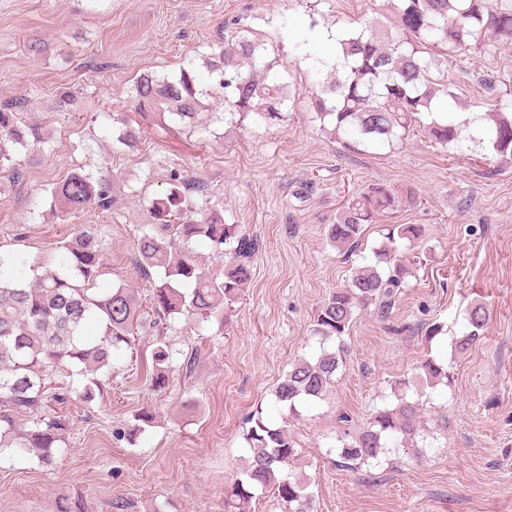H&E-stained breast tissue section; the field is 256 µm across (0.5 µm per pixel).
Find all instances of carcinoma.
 <instances>
[{"label":"carcinoma","instance_id":"cac0c4a2","mask_svg":"<svg viewBox=\"0 0 512 512\" xmlns=\"http://www.w3.org/2000/svg\"><path fill=\"white\" fill-rule=\"evenodd\" d=\"M489 33L512 44V12L493 11L488 0H399L391 31L366 24L337 40L341 75L312 97L313 111L331 136L350 134L357 145L390 144L418 127L443 148L464 142L475 148L488 144L500 155L512 156V115L498 112L486 125L454 122L450 115L459 98L448 85L431 78L434 59L423 57L432 47L450 57L468 52L482 46ZM207 68L206 82L198 80L192 68L171 78L142 73L133 89L136 108L191 126L203 100L217 98L231 115L254 112L270 124L283 120L287 96L277 77L270 75L272 65L264 42L227 41L219 59L208 62ZM441 97L447 101L444 112L437 108ZM18 110L16 105H0V167L14 162L16 147L44 143L39 127L20 125ZM190 185L191 179L185 178L152 202L151 213L161 232L142 234L136 264L142 270L157 269L162 276L146 299L125 285L96 287L103 272L101 250L95 236L80 226L57 246L52 259L30 266L29 280L21 276L23 259L0 256V463L36 452L42 466L54 464V449L65 443L63 433L69 422L48 410L51 375L63 371L70 377H85L79 385L66 386L65 395L93 401L100 391L94 374L114 369V355L129 345L145 314L152 313L155 324L181 317L200 324L228 321L250 279L257 244L238 234L236 225L224 223L220 214L194 209L188 199ZM51 196L54 208L65 216L86 209L106 210L112 203L108 180L82 173L58 184ZM399 203V195L384 185L350 197L330 225L329 239L338 248L353 245L364 225L396 211ZM423 234L419 224L394 225L373 250L375 262L358 268L348 285L323 302L314 320V335L323 342L337 339L339 345L322 346L315 358L293 363L279 381L275 398L286 410L282 424L250 415L255 426L244 437L247 464L224 500L231 512H248L259 489L273 490L283 512H314L313 496L286 471L297 455L286 423L299 416L298 407L321 398L334 383L347 352L341 338L355 310L374 305L380 316L389 314L413 274L412 264L397 253L396 240L413 243ZM175 237L206 240L218 251L233 243V261L223 277L209 276L177 251ZM488 318L482 303L469 307L467 331L454 342L457 353L466 352L477 341ZM179 354L166 336H156L146 371L153 389L166 387ZM417 378L427 385L438 384L449 378V371L427 358L418 367ZM409 387L404 383L395 393L393 407L377 411L358 435L342 443L339 456L344 466L355 469L378 459L390 441L395 445L413 441L421 408L407 400ZM21 416L31 418L32 425L19 427ZM153 422L154 416L145 410L117 436L130 439Z\"/></svg>","mask_w":512,"mask_h":512}]
</instances>
